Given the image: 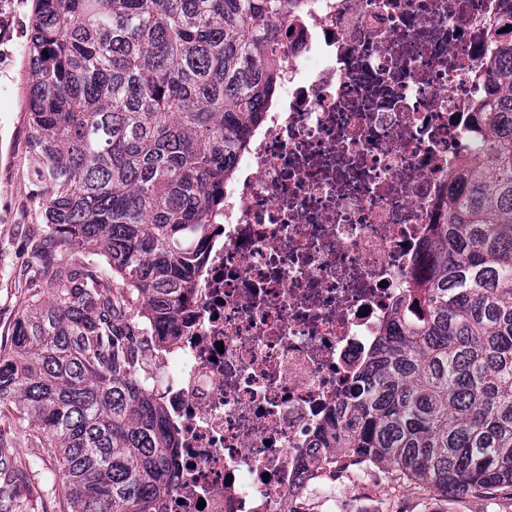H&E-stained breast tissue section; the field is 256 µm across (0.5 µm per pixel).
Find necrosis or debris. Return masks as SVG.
I'll return each instance as SVG.
<instances>
[{
  "label": "necrosis or debris",
  "mask_w": 512,
  "mask_h": 512,
  "mask_svg": "<svg viewBox=\"0 0 512 512\" xmlns=\"http://www.w3.org/2000/svg\"><path fill=\"white\" fill-rule=\"evenodd\" d=\"M504 0H294L275 100L140 385L177 448L152 512H316L310 466L429 261Z\"/></svg>",
  "instance_id": "obj_1"
}]
</instances>
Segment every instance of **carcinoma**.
I'll use <instances>...</instances> for the list:
<instances>
[{"label": "carcinoma", "instance_id": "carcinoma-1", "mask_svg": "<svg viewBox=\"0 0 512 512\" xmlns=\"http://www.w3.org/2000/svg\"><path fill=\"white\" fill-rule=\"evenodd\" d=\"M31 183L43 288L0 341V418L58 464L56 512H150L174 436L137 380L175 335L208 218L276 86L290 0H32ZM451 174L433 260L350 387L319 469L351 460L423 494H512V48ZM22 474L0 461V512Z\"/></svg>", "mask_w": 512, "mask_h": 512}]
</instances>
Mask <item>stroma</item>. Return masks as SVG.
Returning <instances> with one entry per match:
<instances>
[{"instance_id": "1", "label": "stroma", "mask_w": 512, "mask_h": 512, "mask_svg": "<svg viewBox=\"0 0 512 512\" xmlns=\"http://www.w3.org/2000/svg\"><path fill=\"white\" fill-rule=\"evenodd\" d=\"M32 0H0V140L11 145L9 160L0 161V337L9 336L22 302L28 296L29 226L34 222V187L27 175L26 88L22 47L26 41ZM20 425L2 426L13 434L9 451L16 466L28 461L40 464V473L16 488V512H51L49 505L60 490L54 483L57 467L37 444L21 439ZM481 498L452 502L443 498L421 499L404 489L394 490L390 512H485Z\"/></svg>"}]
</instances>
